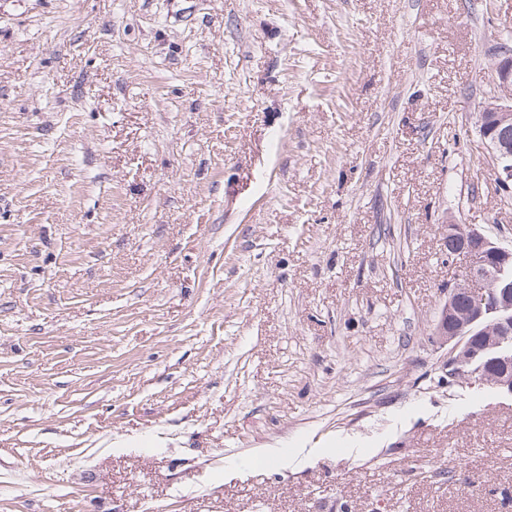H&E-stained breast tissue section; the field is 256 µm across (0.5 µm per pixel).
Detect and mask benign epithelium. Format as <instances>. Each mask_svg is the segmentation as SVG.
<instances>
[{"instance_id":"obj_1","label":"benign epithelium","mask_w":512,"mask_h":512,"mask_svg":"<svg viewBox=\"0 0 512 512\" xmlns=\"http://www.w3.org/2000/svg\"><path fill=\"white\" fill-rule=\"evenodd\" d=\"M493 78L501 95L484 103L478 132L498 167V180L512 183V48L507 47L493 65ZM448 255H462L468 264L458 280L448 285V300L434 328L448 346V373L471 366L478 371L495 367L491 385L512 395V248L505 247L476 228L448 225ZM483 317L502 324V338L473 345L470 326Z\"/></svg>"}]
</instances>
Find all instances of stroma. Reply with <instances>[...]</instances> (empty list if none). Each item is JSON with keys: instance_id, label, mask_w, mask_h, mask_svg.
I'll return each mask as SVG.
<instances>
[{"instance_id": "obj_1", "label": "stroma", "mask_w": 512, "mask_h": 512, "mask_svg": "<svg viewBox=\"0 0 512 512\" xmlns=\"http://www.w3.org/2000/svg\"><path fill=\"white\" fill-rule=\"evenodd\" d=\"M510 28L0 0V512H512V398L433 334L448 223L512 247ZM493 78L500 96L484 103L479 112L478 132L498 167V180L503 186L512 184V48L493 65Z\"/></svg>"}]
</instances>
